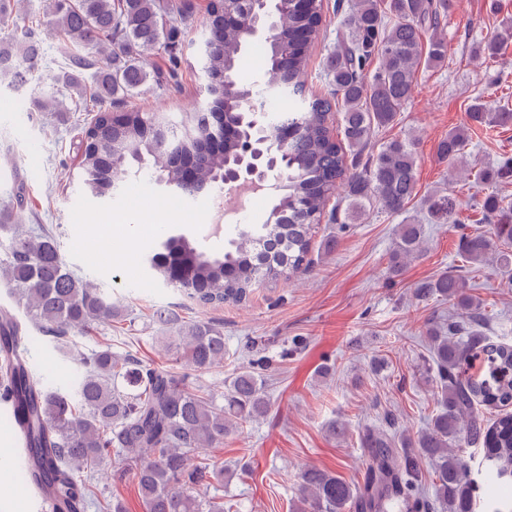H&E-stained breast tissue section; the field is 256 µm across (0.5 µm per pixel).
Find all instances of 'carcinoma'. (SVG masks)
<instances>
[{"mask_svg":"<svg viewBox=\"0 0 512 512\" xmlns=\"http://www.w3.org/2000/svg\"><path fill=\"white\" fill-rule=\"evenodd\" d=\"M307 14L293 8L274 10L276 38L265 45L264 86L299 98L296 109L276 116L248 112L265 106L254 86L234 75L251 43L253 0H214L210 19L202 21L200 54L202 97L208 84L228 82L211 108L186 112L178 123L160 122L154 112H125L112 117L110 106L138 93L150 81L144 62L169 48L174 21L183 7L174 0H42L41 13L28 11L27 0H0V82L22 87L38 69L40 28L72 39L68 62L52 78V87L36 98L41 112H68L61 89L81 92L93 85L85 106L95 113L84 131L80 155L83 184L93 196L112 195L130 176L148 170L155 181L195 198L215 187L217 175L233 165L236 138L213 148L211 113H224V124L240 126L252 141L277 159L272 178L280 185L277 202L264 224L238 231L224 251L203 247L186 234L169 237L149 261L152 274L203 306L241 303L256 285L274 282L307 268L313 231L331 198L342 194L343 223L356 224L371 209L399 215L416 194V155L410 139L396 138L364 155L374 130L394 122L410 99L421 61L438 65L448 45L432 38L448 15V0H348L341 5L336 46L325 58L331 91L306 93L304 76L309 48L323 24V0H308ZM25 25L18 26V20ZM341 114L334 129L333 113ZM468 117L479 124L507 126L512 111L488 112L482 103ZM288 127V145L264 141L273 127ZM467 147L465 129L448 133L438 145L440 157L455 169ZM190 161L194 178H181L176 157ZM474 182L495 184L512 178V160L496 169H480ZM481 208L496 219L490 234L460 236L464 261L496 264L512 274V210L487 193ZM425 221L450 224L458 211L453 190H434L424 199ZM11 207L0 210V232L9 236L0 271L10 295L27 320L53 339L66 354V338L95 324L125 320V310L96 284L64 262L50 228L25 229L13 223ZM423 225L411 218L399 225L389 255V271L399 274L424 249ZM456 269L416 288V296L448 299L459 321L448 334L429 335L430 359L425 381L432 385L436 410L428 426L414 436L383 428L360 435L367 451L363 484L333 472L310 468L301 475L300 508L305 512H474L472 479L459 456L461 444L483 449L488 479H512V345L495 342L481 330V302ZM22 324L10 312L0 315V394L16 410L28 448L27 471L49 489L56 512H85L94 500L99 512H124L118 500L99 499L101 466L113 460L120 474L137 486L145 512H225L224 501L204 498L200 486L224 477L208 451L224 436L264 417L268 411L265 379L255 367L241 368L225 390L215 394L193 381L224 362V330L205 322L176 326L165 351L182 365L159 370L131 354L112 352L108 343L81 359L72 391L50 389L30 359L16 353ZM481 358L488 375L469 373ZM494 409L487 420L481 408ZM434 466L428 486L420 457Z\"/></svg>","mask_w":512,"mask_h":512,"instance_id":"obj_1","label":"carcinoma"}]
</instances>
